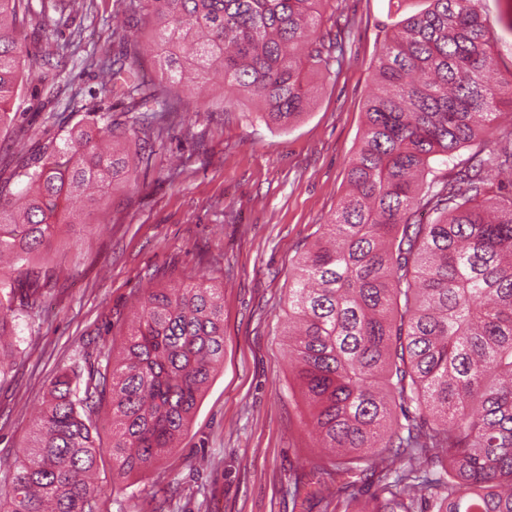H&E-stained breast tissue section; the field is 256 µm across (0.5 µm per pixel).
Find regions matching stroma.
<instances>
[{
    "label": "stroma",
    "mask_w": 512,
    "mask_h": 512,
    "mask_svg": "<svg viewBox=\"0 0 512 512\" xmlns=\"http://www.w3.org/2000/svg\"><path fill=\"white\" fill-rule=\"evenodd\" d=\"M351 22L346 60L315 76L312 108L282 129L256 102L209 78L185 106L133 185L102 194L81 237L61 229L52 243L54 286L43 308L17 311L14 355L0 377V461L22 456L34 416L55 377L107 351L128 331L150 287L207 275L224 294V363L177 450L148 475L112 486L100 468L101 512H149L167 491L165 512H294L289 486L309 479L325 452L303 424L305 407L288 361V278L345 191L360 143L374 69L397 16L392 0H338ZM495 32L499 75H512V0H480ZM117 0H87L74 15L60 0H29L25 86L15 119L0 129V182L33 162L48 140L85 124L87 110L121 109L100 98L94 58L112 49Z\"/></svg>",
    "instance_id": "35a3bbf8"
}]
</instances>
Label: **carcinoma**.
I'll return each mask as SVG.
<instances>
[{
	"label": "carcinoma",
	"mask_w": 512,
	"mask_h": 512,
	"mask_svg": "<svg viewBox=\"0 0 512 512\" xmlns=\"http://www.w3.org/2000/svg\"><path fill=\"white\" fill-rule=\"evenodd\" d=\"M394 22L375 66L376 92L351 156L347 192L288 286V356L304 424L338 458L313 467L315 493L336 486L350 512L354 477L377 492L362 512H512V130L498 103L512 76L489 79L494 32L480 0H425ZM113 54L96 64L120 114L49 142L43 159L0 186V341L18 309L51 289L46 257L60 224H88L68 201L132 183L179 111L141 66L140 26L155 25L162 77L199 89L213 69L284 127L317 93L314 73L341 63L342 42L316 35L334 0H123ZM24 0H0V126L13 121L29 54ZM132 135L135 153L104 144ZM470 150L462 159L459 151ZM434 218L415 219L421 210ZM119 360L60 373L29 449L9 466L0 512H100L91 481L104 451L112 483L147 473L186 431L224 360V306L212 278L139 299ZM111 422L103 447L98 421Z\"/></svg>",
	"instance_id": "1"
}]
</instances>
